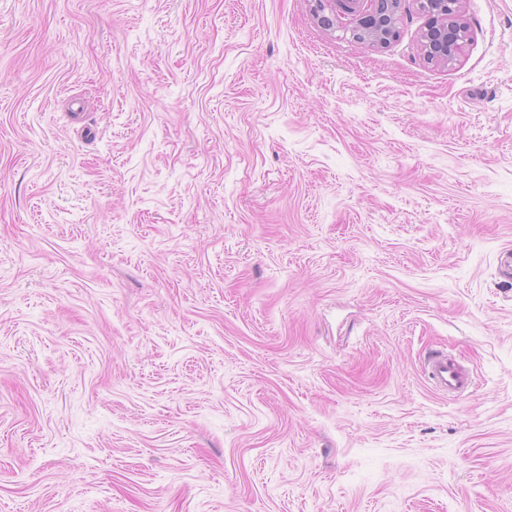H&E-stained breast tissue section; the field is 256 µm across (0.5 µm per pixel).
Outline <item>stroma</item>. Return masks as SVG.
<instances>
[{"mask_svg": "<svg viewBox=\"0 0 512 512\" xmlns=\"http://www.w3.org/2000/svg\"><path fill=\"white\" fill-rule=\"evenodd\" d=\"M313 9L0 0V512H512V0ZM406 0H316L319 21L334 25L352 16L353 38L372 47L388 44L396 35V23ZM327 11L329 15H324ZM322 14V15H320ZM429 16L421 35V49L427 59L451 64L468 41V28L460 15V0H416ZM426 372L428 379L439 391L452 396L468 390L472 382L470 373L442 352L429 356Z\"/></svg>", "mask_w": 512, "mask_h": 512, "instance_id": "1", "label": "stroma"}]
</instances>
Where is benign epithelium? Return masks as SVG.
<instances>
[{"label": "benign epithelium", "instance_id": "benign-epithelium-1", "mask_svg": "<svg viewBox=\"0 0 512 512\" xmlns=\"http://www.w3.org/2000/svg\"><path fill=\"white\" fill-rule=\"evenodd\" d=\"M319 21L331 26L351 16L354 38L372 47L388 44L396 35V23L406 0H316ZM429 16L421 35L425 57L452 63L468 41V28L460 15V0H416Z\"/></svg>", "mask_w": 512, "mask_h": 512}]
</instances>
